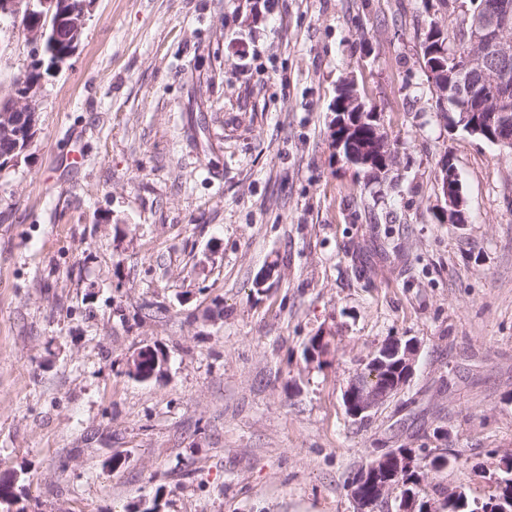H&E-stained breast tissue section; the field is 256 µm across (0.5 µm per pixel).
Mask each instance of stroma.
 <instances>
[{
  "label": "stroma",
  "mask_w": 512,
  "mask_h": 512,
  "mask_svg": "<svg viewBox=\"0 0 512 512\" xmlns=\"http://www.w3.org/2000/svg\"><path fill=\"white\" fill-rule=\"evenodd\" d=\"M463 18L441 0H97L0 171V474L26 512H355V474L396 448L469 458L420 470L430 512L494 493L512 154L436 111L420 49ZM31 51L0 18V99ZM346 79L398 146L376 179L331 145ZM444 159L468 223L442 216ZM395 338L417 345L413 376L351 417L346 388ZM147 346L168 363L142 381Z\"/></svg>",
  "instance_id": "35a3bbf8"
}]
</instances>
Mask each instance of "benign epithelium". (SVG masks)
<instances>
[{"instance_id":"1","label":"benign epithelium","mask_w":512,"mask_h":512,"mask_svg":"<svg viewBox=\"0 0 512 512\" xmlns=\"http://www.w3.org/2000/svg\"><path fill=\"white\" fill-rule=\"evenodd\" d=\"M92 0H83L72 6L69 0H0V16L19 17L39 9L46 25L27 32V39L41 47L44 43L62 42L69 46L63 53L51 52L50 73L62 68L81 44L87 20L93 10ZM512 7L503 4L496 11L475 12L470 18V36L474 51L466 59L465 67L448 70V62L453 56L443 47L438 52L441 59L428 64L426 74L431 89L441 97L459 103L455 111L458 120L455 125L463 126L470 135L483 139L494 138V125L482 118V111L490 108V116L501 126L512 122V81L508 70L491 66L484 58V50H491L500 58L512 54ZM43 83L21 82L15 85L14 93L0 102V143L13 146L15 154L7 165L16 164L21 159L17 155L20 145L30 146L32 134L40 124V101ZM388 138L375 129L373 136L364 142L358 153L350 155V164L371 165L376 153L387 148ZM438 197L446 204L442 210L450 224H465L468 221L466 201L461 184L448 160H442L436 179ZM417 349L414 342L396 341L392 351L382 350L373 354L371 363L385 372L388 384L384 388L366 389L354 379L345 390L346 408L350 416H367L375 408L400 392L414 373ZM412 456L394 449L378 457L357 476L350 488V495L356 512H375L383 500L390 480L404 470L412 468Z\"/></svg>"}]
</instances>
